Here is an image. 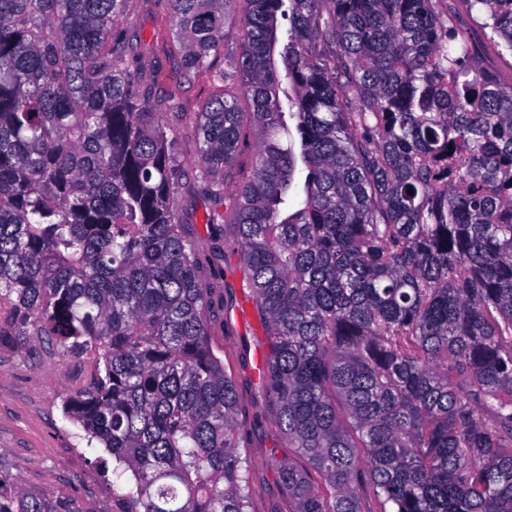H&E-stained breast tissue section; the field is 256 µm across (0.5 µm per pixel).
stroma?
<instances>
[{"mask_svg":"<svg viewBox=\"0 0 512 512\" xmlns=\"http://www.w3.org/2000/svg\"><path fill=\"white\" fill-rule=\"evenodd\" d=\"M452 31L469 50L468 66L512 85V51L482 23L469 0H439ZM142 31L152 51L142 61L156 72V85L180 98L185 111H199L214 86L209 74L184 76L168 60L171 50L167 0H139L126 21ZM209 205L199 192L185 198V219L197 242L202 278L213 290L218 309L211 343L231 372L242 410V433L254 470L252 512H288V492L267 468L270 456L294 460L280 436L273 409L258 389L256 367L268 351L263 320L246 286L239 257L222 224L207 221ZM95 367L83 355L59 358L48 342L18 349L0 341V466L20 465L24 487L52 500H76L82 512H115L112 474L97 463L103 451L88 447L80 425L65 415L63 403L88 387Z\"/></svg>","mask_w":512,"mask_h":512,"instance_id":"1","label":"stroma"}]
</instances>
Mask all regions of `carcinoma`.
<instances>
[{
    "label": "carcinoma",
    "instance_id": "cac0c4a2",
    "mask_svg": "<svg viewBox=\"0 0 512 512\" xmlns=\"http://www.w3.org/2000/svg\"><path fill=\"white\" fill-rule=\"evenodd\" d=\"M168 2L184 74L216 88L199 112L132 77L134 0H0V337L100 366L64 413L120 512H250L198 188L265 317L290 512H512V86L466 78L437 0ZM470 2L512 50V0ZM169 114L195 127L192 184ZM0 512L81 509L0 470Z\"/></svg>",
    "mask_w": 512,
    "mask_h": 512
}]
</instances>
